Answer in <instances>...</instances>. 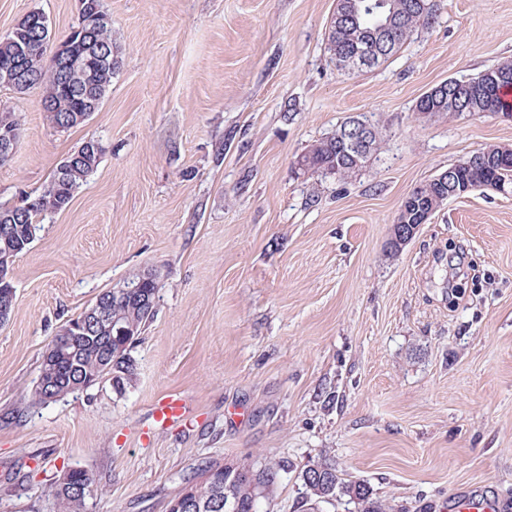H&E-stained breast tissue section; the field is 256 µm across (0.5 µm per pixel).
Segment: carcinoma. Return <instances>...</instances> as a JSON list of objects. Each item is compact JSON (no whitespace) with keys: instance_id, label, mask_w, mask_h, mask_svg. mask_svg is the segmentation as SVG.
I'll return each mask as SVG.
<instances>
[{"instance_id":"obj_1","label":"carcinoma","mask_w":512,"mask_h":512,"mask_svg":"<svg viewBox=\"0 0 512 512\" xmlns=\"http://www.w3.org/2000/svg\"><path fill=\"white\" fill-rule=\"evenodd\" d=\"M373 8L366 10L361 0H338L337 14L341 19L327 35L328 50L332 56L346 59L356 52L376 47L389 50L394 55L421 28L435 22L436 10L430 0H371ZM399 17V23L381 31L380 24L389 13ZM43 13L39 10L27 12L13 27L9 35L0 40V68L17 63L18 47L31 46V56L24 76L26 82L13 86V90L25 93L31 89L41 90V106L47 121L54 128H74L86 121V116L97 111L105 97L118 60L112 56V26L98 29L84 28L73 37L69 50L75 54H103L95 61L94 79L87 86L68 85L60 87V78L54 76L44 58V42L50 37L49 29L40 27ZM466 95L448 104L450 95L432 92L419 98L415 111L432 116L448 112H512V104L504 103L503 90L512 88V61H505L467 80ZM380 136H374L368 155L355 159L352 150L343 139L331 134L319 140L303 156L302 166L346 179L360 171L368 157L380 149ZM103 146L97 140H88L62 159L54 169L51 179L40 194L13 208L0 209V255L14 258L27 251L34 240L39 218L69 206L76 190L98 167ZM482 160L477 167L456 164L448 168V182L434 179L417 189L414 196L403 199L405 210L399 221L416 224L422 215L440 207L441 199L450 196L458 183L471 181H512V153L503 152V147L490 145L475 152ZM157 289L142 288L134 297L119 295L117 291L95 300L96 310L90 315L82 312L75 321L90 319L88 332L77 336L69 344L51 341L42 354L39 380L54 383L45 389L37 388L33 399L44 402L56 396L73 392L75 382L88 388L97 384V379L112 368L113 387L124 388L125 382L134 375V362L130 348L119 349L111 340L105 325L95 320L104 313L122 321L127 327L140 333L155 315ZM244 472L228 466H211L199 478L191 482L192 500L185 512H224V498L236 506V512H261L263 503H271L281 484L287 465L281 461L263 460L253 467L251 463L240 464ZM304 487V498L311 512H318L323 503L343 495L359 506L360 512H383V505L372 497L370 487L361 481L343 482L336 467L329 461H318L300 473ZM92 485L90 474L79 469L66 482H55L52 495L57 512H85L86 499L83 486Z\"/></svg>"}]
</instances>
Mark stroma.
Segmentation results:
<instances>
[{"label": "stroma", "mask_w": 512, "mask_h": 512, "mask_svg": "<svg viewBox=\"0 0 512 512\" xmlns=\"http://www.w3.org/2000/svg\"><path fill=\"white\" fill-rule=\"evenodd\" d=\"M435 23L372 70L326 45L336 0H103L119 66L98 112L53 129L40 93L0 87L22 137L0 208L39 194L89 139L105 152L16 259L0 324V512H53L52 484L89 472L87 512H167L207 467L284 460L268 512H306L299 472L327 458L387 512H512V184L448 199L398 253L409 191L489 145L512 112L426 118L419 97L512 59V0H436ZM53 36L78 0H0ZM382 148L348 180L300 158L342 123ZM156 314L123 391L31 401L66 322L139 271ZM177 393L186 422L158 426Z\"/></svg>", "instance_id": "stroma-1"}]
</instances>
